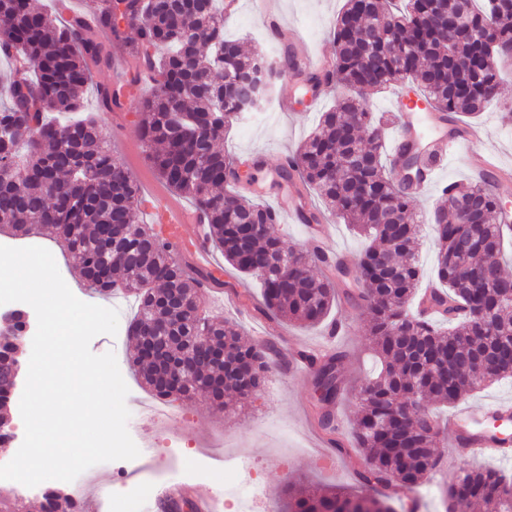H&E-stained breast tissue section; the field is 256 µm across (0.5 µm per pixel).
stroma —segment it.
I'll return each mask as SVG.
<instances>
[{
    "instance_id": "obj_1",
    "label": "stroma",
    "mask_w": 512,
    "mask_h": 512,
    "mask_svg": "<svg viewBox=\"0 0 512 512\" xmlns=\"http://www.w3.org/2000/svg\"><path fill=\"white\" fill-rule=\"evenodd\" d=\"M271 10L282 20L296 26L308 47L316 53L330 55L334 52L333 26L344 0H267ZM224 33L230 38H247L258 48L267 51L270 58H278L281 48L270 40L259 17L254 0H242L238 14L224 24ZM123 57H113L109 66L93 68L89 87L85 92L88 111H95L104 129L110 130L117 141L112 151L134 177L158 183L159 177L146 159L144 146L138 135V116L133 103L112 112H99L97 88L109 81L111 72L124 65ZM501 77L500 96L493 105L475 118H466L469 128L477 130L478 138L472 139L465 149L450 155L438 172L433 187L416 201L421 223H428L439 197L440 187L451 182L466 183L470 180L466 161L468 154L480 151L494 152L507 180L497 191L512 208V61L499 65ZM301 92L296 80L280 78L269 102L257 112L248 113L234 123L226 133L224 151L237 155H263L264 166L258 175L262 184L276 178L282 153H295L312 131L318 116V107H329L332 98L322 100L320 106L300 103ZM288 100V111H281V100ZM14 241L16 246L32 244L48 249L73 294L80 300L100 305L104 296L85 290L72 260L61 243L52 236L36 235L26 239H10L0 233V243ZM333 319L348 323L344 333L328 338L326 326L304 327L292 322L282 325L283 349L326 345L334 342L345 350L344 375L350 388H358L375 369V353L363 328L360 310L339 304L332 310ZM130 314L119 317L116 335H99L92 339L90 349L94 354L114 352L133 394L145 396L149 390L138 378L131 362L132 342L127 335ZM230 412L215 408L206 394L197 393L190 398L174 400V411L179 420L167 429H158L139 414L129 418L143 445L155 448L156 458L145 470L143 478L148 485L145 498L133 505V512H159L158 494L166 487L185 485L203 495L218 494L224 484L221 463H214L209 479L188 474L181 467L184 454L214 452L216 445H223L225 452L246 455L254 465L253 477L264 487L267 501L283 507L288 483L301 482L310 489L338 487L351 489L352 476L345 464L336 456L323 455L318 446L319 430L310 418L314 402L311 377L299 376L292 370L275 366L267 373L258 396L241 402L229 397Z\"/></svg>"
}]
</instances>
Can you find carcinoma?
Wrapping results in <instances>:
<instances>
[{
    "mask_svg": "<svg viewBox=\"0 0 512 512\" xmlns=\"http://www.w3.org/2000/svg\"><path fill=\"white\" fill-rule=\"evenodd\" d=\"M0 0V53L10 60L6 94L0 97V229L15 235L50 233L62 239L88 287L99 293L126 291L139 301L127 333L135 341L136 372L155 395L190 398L199 389L224 406V392L255 397L273 364L289 366L273 339L264 346L238 343L230 322L200 314L203 283H227L173 258L169 246L139 221V187L113 154L95 116L85 113L90 66H107V46L73 25H57L59 0ZM223 0H106L100 23L112 42L128 47L134 62L129 85L141 80L154 90L136 99L147 158L166 184L189 198L203 215L208 239L224 261L261 285L253 310L277 326L283 320L315 325L344 298L366 317L380 370L356 394L359 414L345 434L334 408L346 394V353L332 348L316 357L312 375L320 397L313 404L317 427L336 455L355 460L357 491L311 493L288 485L284 512H395L407 492L426 485L437 463L436 421L414 425L394 408L414 402L455 406L492 381L512 378V276L504 273L502 248L512 227L496 224L506 205L489 184L440 189L431 215L436 249L431 306L441 317L414 313L423 276L417 261L418 219L414 183L395 182L382 162L383 122L366 96L394 84H411L443 120L475 115L498 99L495 65L483 63L487 42L512 46V0H408L405 19L381 44L362 42L379 0H345L336 19L333 68L305 72L290 56L275 66L257 50L241 53L224 37ZM137 38L127 40V29ZM303 76L304 92L326 85L345 92L321 113L315 130L279 170L286 184L300 182L326 210L368 240L357 263L325 254L285 249L279 214L234 191L256 181L261 162L217 147L244 114L262 108L275 82L288 71ZM123 88L100 89L99 111L124 105ZM413 168L424 178L428 160L406 148L390 166ZM479 201V237L469 248L461 237L470 226L453 208L459 199ZM406 219L385 224V214ZM324 272L314 275L316 263ZM167 325L165 355L194 368L182 385L167 366L142 351L143 339ZM224 339L202 359L195 337ZM23 337L0 338V369L21 365ZM16 381L0 375V433L10 430L2 414ZM444 496L462 512L484 503L490 512H512V472L506 468L461 469L445 483ZM42 512H74L71 496L49 488Z\"/></svg>",
    "mask_w": 512,
    "mask_h": 512,
    "instance_id": "carcinoma-1",
    "label": "carcinoma"
}]
</instances>
